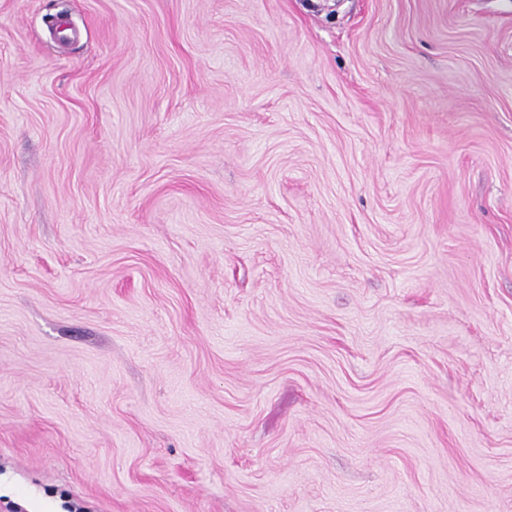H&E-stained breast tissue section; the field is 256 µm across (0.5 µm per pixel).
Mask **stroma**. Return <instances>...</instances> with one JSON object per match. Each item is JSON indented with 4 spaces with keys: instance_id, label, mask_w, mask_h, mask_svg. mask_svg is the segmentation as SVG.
Instances as JSON below:
<instances>
[{
    "instance_id": "obj_1",
    "label": "stroma",
    "mask_w": 512,
    "mask_h": 512,
    "mask_svg": "<svg viewBox=\"0 0 512 512\" xmlns=\"http://www.w3.org/2000/svg\"><path fill=\"white\" fill-rule=\"evenodd\" d=\"M512 512V0H0V512Z\"/></svg>"
}]
</instances>
